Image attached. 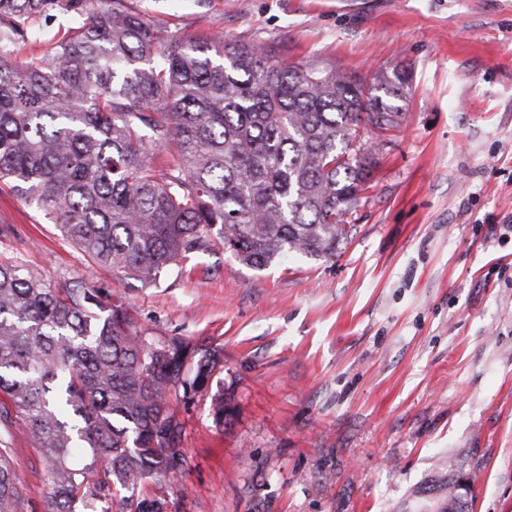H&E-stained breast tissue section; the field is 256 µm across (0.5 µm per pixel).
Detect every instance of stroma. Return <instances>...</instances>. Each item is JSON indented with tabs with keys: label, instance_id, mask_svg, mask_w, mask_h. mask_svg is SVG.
<instances>
[{
	"label": "stroma",
	"instance_id": "35a3bbf8",
	"mask_svg": "<svg viewBox=\"0 0 512 512\" xmlns=\"http://www.w3.org/2000/svg\"><path fill=\"white\" fill-rule=\"evenodd\" d=\"M167 35L222 33L356 76L411 73L376 189L334 259L261 270L218 247L156 287L117 279L0 188V243L101 289L152 341L224 350L176 411L170 512H512V0H123ZM228 414L216 422L210 396ZM25 512L50 489L18 425Z\"/></svg>",
	"mask_w": 512,
	"mask_h": 512
}]
</instances>
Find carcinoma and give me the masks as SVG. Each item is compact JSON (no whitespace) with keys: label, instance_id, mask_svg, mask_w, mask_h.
<instances>
[{"label":"carcinoma","instance_id":"obj_1","mask_svg":"<svg viewBox=\"0 0 512 512\" xmlns=\"http://www.w3.org/2000/svg\"><path fill=\"white\" fill-rule=\"evenodd\" d=\"M113 2L0 0V181L144 287L216 246L254 269L335 258L402 121L407 68L356 77L210 33L163 39ZM54 9L77 25L16 65L29 21ZM222 356L153 343L99 290L0 251V420L39 454L44 512H166L148 484L184 459L171 402L208 391ZM11 454L1 441L0 512H22Z\"/></svg>","mask_w":512,"mask_h":512}]
</instances>
